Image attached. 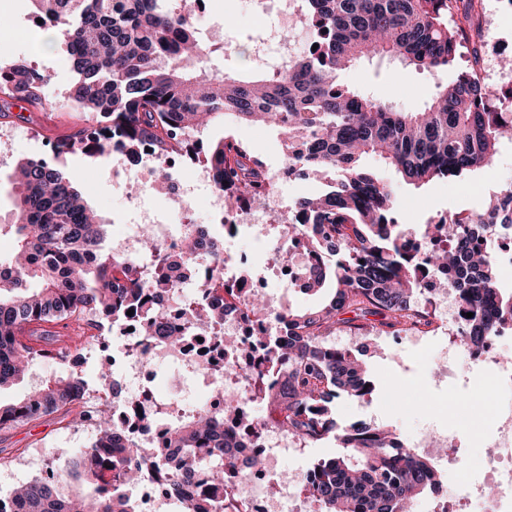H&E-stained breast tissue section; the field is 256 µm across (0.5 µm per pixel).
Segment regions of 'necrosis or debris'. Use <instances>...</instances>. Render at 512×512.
Wrapping results in <instances>:
<instances>
[{"label": "necrosis or debris", "instance_id": "necrosis-or-debris-1", "mask_svg": "<svg viewBox=\"0 0 512 512\" xmlns=\"http://www.w3.org/2000/svg\"><path fill=\"white\" fill-rule=\"evenodd\" d=\"M295 0H250V12L258 21H266L269 14L278 17V29L271 34L270 43L276 58H286L296 46L285 37L288 19L293 14ZM170 168L171 175L164 192L182 223H192L195 192H203L212 201L215 210L224 213V238L215 248L224 257L225 271L238 265L232 242L240 237H260L269 224V209L250 206L224 212L223 195L216 190L206 166L193 169V180H185L175 173L174 159L158 161L154 152L142 153L138 167H131L120 153H113L110 168L112 180L123 186L138 182L142 188L157 185L158 166ZM437 274L421 277L425 297L441 317L440 330L456 336L462 325L463 311L452 289L436 288ZM264 324L263 319L244 320L241 310L226 312L223 321L213 326L190 325L181 343L169 345L161 337L145 335L138 317H127L122 334L128 347L123 352H111L110 342H102L101 362L111 364L112 381L123 387L120 397H113L111 383L102 384L87 398L88 404L107 410L115 427L133 438L143 451L163 447L170 425L159 413L161 404L180 407L185 400H193L198 410L221 416L223 429L248 438L255 453L261 458L260 467L251 469L243 490L248 512H313L308 497L300 493L299 482L281 485L278 494H269L267 488L275 483L281 468L280 450L298 447L296 437L273 424H251L247 410L225 412L227 395L244 397L252 394L260 367L257 358H239L228 350L229 341H245ZM512 340V322L500 324L496 341L474 352L479 368L491 369L490 392L496 411V427L490 451L481 453L475 467L482 477L481 484L466 487L449 486L439 498L433 512H512V359L503 358L500 344ZM161 366L177 368L179 385L161 389L156 381ZM168 475L165 471H150L142 481L127 487L139 512H178L180 505L167 493ZM496 488V498H488L487 488Z\"/></svg>", "mask_w": 512, "mask_h": 512}]
</instances>
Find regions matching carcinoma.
I'll return each mask as SVG.
<instances>
[{"mask_svg": "<svg viewBox=\"0 0 512 512\" xmlns=\"http://www.w3.org/2000/svg\"><path fill=\"white\" fill-rule=\"evenodd\" d=\"M32 20L43 30L59 29L75 73L70 102L95 123L59 140L56 153L91 157L124 153L139 159L144 145L158 156L180 155L201 128L227 116L238 123L268 119L283 135L289 179H324L313 198L291 204L286 254L296 237L317 257L305 269L310 290L335 281L330 300L314 311L292 309L268 317L263 347L268 379L253 394L278 425L309 444L332 437L340 451L317 461L304 481L318 512H403L404 503L439 491L445 476L431 460L401 445L387 427L354 423L341 427L334 400L368 402L375 391L365 365L351 349L328 338L336 326L362 334L360 321L377 318L380 335L430 326L434 312L420 304L419 273L448 271L464 312L460 341L469 350L495 336L512 319V289L501 284L506 268L498 259V238L512 236V188L491 196L482 211L448 218L452 247H435L434 230L424 225L413 246L395 218L399 203L392 186L363 166L379 157L415 186L453 179L492 164L500 139L512 133V111L493 104L479 72L484 41L475 23L479 0H301L312 27L309 45L283 67L260 65L258 77L215 61H227L224 44L205 38L186 18L179 0H28ZM471 45L468 67L438 85L424 107L399 112L388 103L340 82V74L361 58L386 56L418 70H446L462 42ZM49 76L33 65L0 68V112L16 102L44 103ZM202 157L223 193L225 208L262 206L274 188L265 161L233 137L209 145ZM12 184L15 211L0 224L16 240L13 256L0 258V390L21 379L40 358L61 362L71 355L70 337L49 329L62 321L96 329L117 326L131 310L145 332L180 343L182 328L169 307L178 300L168 268L148 278L143 267L102 243L108 225L95 221L83 194L54 162L21 158ZM208 262L211 274L198 284L210 302L188 310L187 321L208 324L224 318L239 299L224 276V261L201 253L200 240L185 234L170 262ZM350 312L354 317L345 319ZM86 380L73 371L47 379L41 388L0 402V431L57 416L68 424L93 422L92 451L58 453L60 479L32 480L6 496L21 512H136L125 485L148 469L171 473L169 493L180 501L194 469L208 472L202 498L188 512H247L241 489L259 459H239L233 432L213 431L215 420L200 413L170 428L167 446L143 457L133 440L112 426L103 411L81 402ZM112 482H102L104 471ZM71 480L91 488L83 497L59 486Z\"/></svg>", "mask_w": 512, "mask_h": 512, "instance_id": "1", "label": "carcinoma"}]
</instances>
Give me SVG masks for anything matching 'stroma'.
<instances>
[{"label":"stroma","instance_id":"stroma-1","mask_svg":"<svg viewBox=\"0 0 512 512\" xmlns=\"http://www.w3.org/2000/svg\"><path fill=\"white\" fill-rule=\"evenodd\" d=\"M215 6L201 17L206 29L216 30L224 44L236 46L253 34L257 23L247 10L223 11L224 0H214ZM492 13V24L484 25L487 45L484 82L497 100L512 96V80L504 75L500 61L494 60V50L512 48V8L501 0H484ZM28 0H0V18L9 33L6 47L0 48V66L25 60L46 69L51 80L46 89V105L41 109L24 111L22 116L0 118V134L14 133L10 144L0 147V220L13 216V197L9 175L18 159L40 157L54 149L55 142L84 126L88 113L74 109L68 99V89L74 80L64 39L60 32H45L35 26L30 17ZM349 87L370 93L405 111L428 102L436 91L438 76L414 70L386 57L361 59L342 75ZM231 136L257 151L270 169H279L283 161L282 141L276 128L266 125L234 123L209 125L199 137L209 143ZM366 166L383 180L394 183L402 210L400 222L406 229L418 231L422 224L435 222L453 214L481 210L483 199L490 193L512 187V141H503L488 168L471 173L462 179L437 180L421 187L405 184L378 157L370 156ZM58 164L73 183L82 190L84 198L94 205L108 225L109 235L125 229L133 218L127 198L112 184L107 159H91L81 154L60 156ZM338 344L349 346L362 360L377 390L370 402L360 403L339 398L334 412L339 421L362 420L376 426L395 429L401 441L411 433L430 425L460 435L459 480H476L477 474L468 467L472 449L484 447L494 431V419L487 416L469 422L466 416L449 412V397L471 400L476 387L461 380L444 381L437 377L436 355L442 342L427 338L422 348L397 341L393 336L367 334L353 336L348 331L334 333ZM91 427H67L54 418L44 417L28 424L0 432V461L7 467L0 471V491L32 480L39 469L50 465L62 449L85 448L95 439ZM25 451L30 463L16 467L18 451Z\"/></svg>","mask_w":512,"mask_h":512}]
</instances>
